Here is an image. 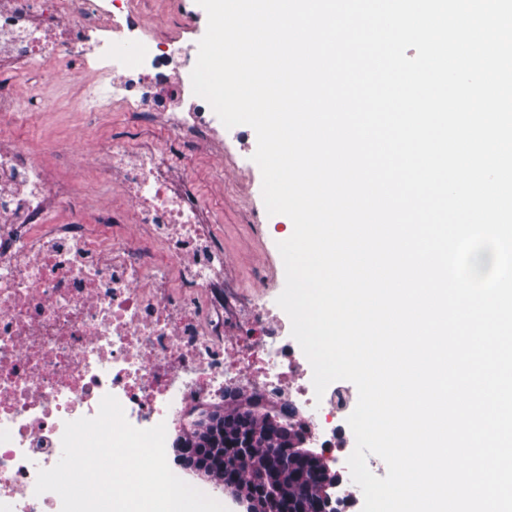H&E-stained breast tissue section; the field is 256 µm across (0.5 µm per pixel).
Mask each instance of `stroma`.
<instances>
[{"instance_id":"35a3bbf8","label":"stroma","mask_w":512,"mask_h":512,"mask_svg":"<svg viewBox=\"0 0 512 512\" xmlns=\"http://www.w3.org/2000/svg\"><path fill=\"white\" fill-rule=\"evenodd\" d=\"M149 23L157 36L180 32L195 45L207 28V15L196 0H146ZM70 77L53 82L30 65L5 76L10 96L21 114L19 122H0V138L27 149L46 169L63 197L53 207V224L82 223L101 232L97 212L109 206L119 212L131 209L110 174L94 169L90 153L97 141L125 139L130 147L152 143L179 150L178 139L158 121L121 109L83 112L77 107L85 86L97 71L68 61ZM218 138L190 151L184 180L213 217L210 226L224 250V283L266 300L275 308L270 292L255 277L258 265H284L277 244L289 238L292 223L284 215H268L262 198V175L252 156L257 147L254 130L246 125L216 127Z\"/></svg>"}]
</instances>
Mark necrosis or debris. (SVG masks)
Returning <instances> with one entry per match:
<instances>
[{
    "mask_svg": "<svg viewBox=\"0 0 512 512\" xmlns=\"http://www.w3.org/2000/svg\"><path fill=\"white\" fill-rule=\"evenodd\" d=\"M175 43L149 33L140 0H0V61L54 71L62 48L93 59L101 85L87 88L83 110L161 113L190 147L208 128L164 88L184 56ZM92 159L132 203L126 216L99 211L104 237L46 224L57 202L47 173L24 148L0 145V504L61 512L56 493L36 494L37 473L60 459L66 422L95 417L108 394L139 429L174 422L189 398L273 396L294 407L302 438L346 451L345 390L315 395L308 359L262 306L231 317L224 252L183 157L107 139Z\"/></svg>",
    "mask_w": 512,
    "mask_h": 512,
    "instance_id": "4bbe7bcc",
    "label": "necrosis or debris"
}]
</instances>
